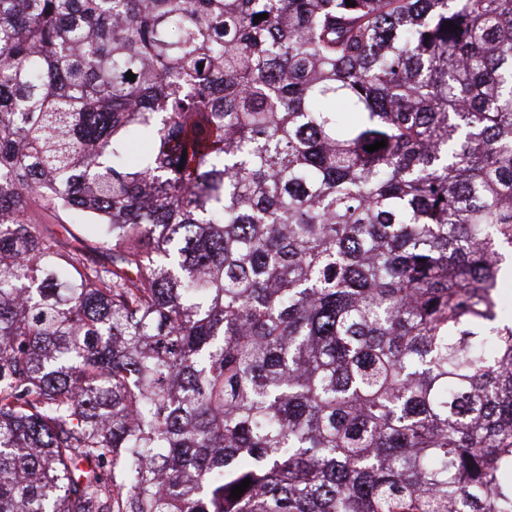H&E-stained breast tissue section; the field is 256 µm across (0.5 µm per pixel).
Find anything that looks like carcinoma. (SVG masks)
Wrapping results in <instances>:
<instances>
[{
  "mask_svg": "<svg viewBox=\"0 0 512 512\" xmlns=\"http://www.w3.org/2000/svg\"><path fill=\"white\" fill-rule=\"evenodd\" d=\"M353 2L0 0V512H512V0Z\"/></svg>",
  "mask_w": 512,
  "mask_h": 512,
  "instance_id": "carcinoma-1",
  "label": "carcinoma"
}]
</instances>
